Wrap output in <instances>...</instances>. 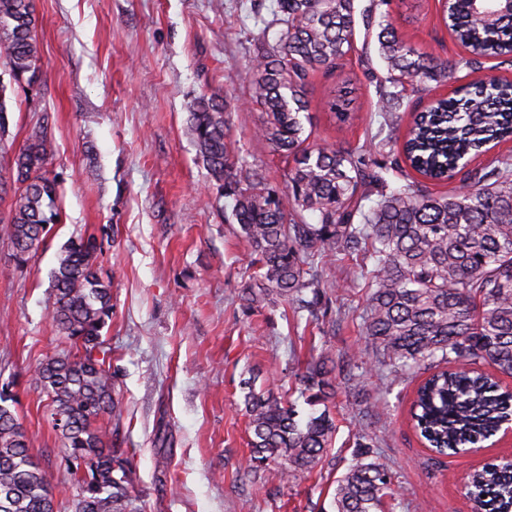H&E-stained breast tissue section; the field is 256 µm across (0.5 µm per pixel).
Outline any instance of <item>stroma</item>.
Segmentation results:
<instances>
[{
    "label": "stroma",
    "mask_w": 512,
    "mask_h": 512,
    "mask_svg": "<svg viewBox=\"0 0 512 512\" xmlns=\"http://www.w3.org/2000/svg\"><path fill=\"white\" fill-rule=\"evenodd\" d=\"M274 8L275 0H35L41 79L8 91L0 147L18 148L46 126L57 148L51 170L62 222L24 272L0 242V385L10 386L30 449L52 474L53 512H73L76 482L31 373L65 348L46 306L56 256L80 234L96 235L112 274L113 313L102 336L121 417L101 424L129 459L134 512H325L363 439L392 474L394 512H474L469 473L512 459L510 435L450 457L422 444L409 410L423 376L393 383L375 366L362 332L365 295L343 287L335 263L322 268L328 289L309 327L277 295L243 305L251 255L234 201L210 187L186 125L199 95L226 99L236 153L287 194L293 162L255 137L261 113L250 100L254 48L277 35ZM387 10L418 51L462 56L438 0H391ZM385 74L376 38L357 36L343 65L311 80L310 142L363 144L369 167L388 166L386 150L369 137L377 120L371 78ZM346 80L359 118L342 124L324 103ZM315 350L336 366L327 405L337 429L326 457L288 483L274 463L257 476L244 472L250 434L242 381L257 376L258 386L307 414L300 377ZM374 401L380 410L365 413Z\"/></svg>",
    "instance_id": "stroma-1"
}]
</instances>
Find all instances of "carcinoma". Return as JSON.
<instances>
[{
    "label": "carcinoma",
    "instance_id": "1",
    "mask_svg": "<svg viewBox=\"0 0 512 512\" xmlns=\"http://www.w3.org/2000/svg\"><path fill=\"white\" fill-rule=\"evenodd\" d=\"M355 2L276 0V40L261 44L252 60L251 98L262 112L257 135L295 163L288 202L266 187L259 167L231 156L226 101L195 99L188 131L217 194L235 201L233 217L253 255L252 278L260 284L246 301L279 295L313 318L324 297L310 278L315 260L355 255L371 261L370 271L361 265L345 280L349 288L358 277L367 278L363 332L393 381L436 368L416 391L413 426L435 453L458 454L496 435L512 416V391L494 377H512V153L467 171L465 191L436 195L428 184L454 179L462 158L482 153L491 142L512 140V80L460 84L417 113L403 141L386 137L382 145L394 156L390 169L409 168L421 177L398 186L369 169L362 145L307 143L308 87L315 73L334 71L353 50L360 18L365 30L379 28L387 76L377 84L378 116L381 125L392 126L405 84L446 81L463 69H480L485 58L512 57V13L495 0H440L442 22L465 52L449 61L421 53L400 37L379 11L388 0H369L359 14ZM36 21L34 0H0V64L18 85L39 77ZM54 153L41 125L10 161L14 194L0 218V238L17 269L28 265L35 245L60 223L57 182L49 170ZM367 186L378 199L364 191ZM307 210L319 213L318 223L301 218ZM100 252L92 236L60 250L48 315L75 352L46 357L32 381L50 400L52 428L78 485L74 512H132L128 458L95 426L104 415L121 418L112 352L101 334L112 319V277L102 271ZM328 362L314 358L302 375L301 394L311 404L334 394ZM483 364L494 373L479 369ZM10 400L0 389V512H53L52 475L31 454ZM244 401L251 432L247 472L274 461L287 482L322 462L336 433L328 410L302 423L293 403L251 382ZM370 448L357 444L336 480L334 512H385L394 498L391 474ZM466 490L480 512H512V461L484 464L469 476Z\"/></svg>",
    "mask_w": 512,
    "mask_h": 512
}]
</instances>
